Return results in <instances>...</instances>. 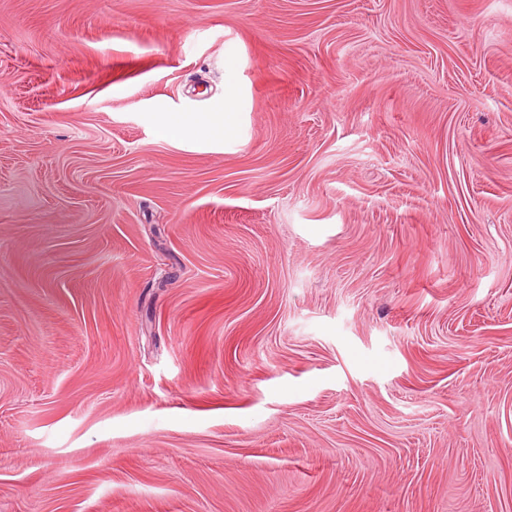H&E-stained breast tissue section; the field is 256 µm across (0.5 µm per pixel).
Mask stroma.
<instances>
[{"label":"stroma","instance_id":"stroma-1","mask_svg":"<svg viewBox=\"0 0 512 512\" xmlns=\"http://www.w3.org/2000/svg\"><path fill=\"white\" fill-rule=\"evenodd\" d=\"M0 512H512V0H0ZM155 120L173 138L221 142L237 129V90L229 86L224 92V105L207 112H156Z\"/></svg>","mask_w":512,"mask_h":512}]
</instances>
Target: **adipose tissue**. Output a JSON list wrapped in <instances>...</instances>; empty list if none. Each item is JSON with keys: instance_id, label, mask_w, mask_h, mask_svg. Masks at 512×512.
Instances as JSON below:
<instances>
[{"instance_id": "obj_1", "label": "adipose tissue", "mask_w": 512, "mask_h": 512, "mask_svg": "<svg viewBox=\"0 0 512 512\" xmlns=\"http://www.w3.org/2000/svg\"><path fill=\"white\" fill-rule=\"evenodd\" d=\"M157 124L171 137L201 142H220L232 137L238 124V93L227 88L223 105L206 112H160Z\"/></svg>"}]
</instances>
